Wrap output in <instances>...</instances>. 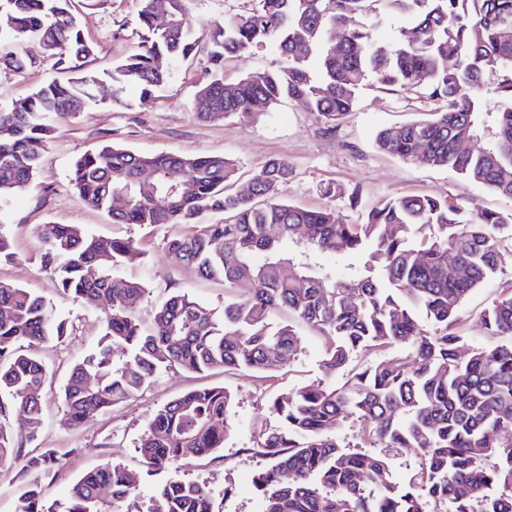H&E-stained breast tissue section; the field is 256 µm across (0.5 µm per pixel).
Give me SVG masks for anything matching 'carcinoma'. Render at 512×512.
<instances>
[{
	"instance_id": "carcinoma-1",
	"label": "carcinoma",
	"mask_w": 512,
	"mask_h": 512,
	"mask_svg": "<svg viewBox=\"0 0 512 512\" xmlns=\"http://www.w3.org/2000/svg\"><path fill=\"white\" fill-rule=\"evenodd\" d=\"M379 0H256L206 37L210 60L267 47L272 70L232 83L214 74L194 108L204 121L224 120L288 97L303 102L334 130L369 79L387 90L419 91L443 102L431 118L380 130L378 150L403 161L448 168L466 181L512 199V0H386L411 17L388 48L371 37ZM10 16L4 46L34 42L72 77L48 80L20 105L0 108V200L27 187L40 168L51 117L72 115L84 97L109 99L127 85L148 105L174 68L197 51L199 38L182 0H138L136 23L148 32L139 51L102 74L83 68L93 47L81 34L71 0H0ZM169 24L161 26L158 17ZM308 46L305 55L295 48ZM3 64L21 71L29 55L9 51ZM491 81L496 111L484 97ZM493 120V136L478 138ZM237 164L222 156H143L112 144L80 157L70 182L87 204L115 224H185L165 241L168 252L204 278H220L230 297L219 312L185 292L158 305L150 324L136 309L144 284L114 271L141 258L132 239L89 234L77 225L41 228V264L57 287L86 304L110 305L97 348L63 386L65 421L79 425L124 403L165 371L248 369L265 374L301 349L297 324L328 341L322 367L345 369L362 349L407 346L353 373L339 387L321 382L272 396L280 426L258 432L249 452L268 461L253 483L258 512H512V281L481 313L489 348L461 359L459 313L474 289L512 266V213L474 210L460 199L412 196L361 212L347 224L328 209L281 199L290 166L269 161L248 194L228 192ZM119 194L128 197L113 206ZM224 214L205 223L207 214ZM453 253L459 274L448 272ZM332 253L336 273L312 259ZM289 266L288 274L281 272ZM99 276H87L89 268ZM288 311L291 319L274 320ZM68 326L42 297L0 281V467L49 473L57 451L24 450L43 424L39 394L48 372L31 347L66 335ZM233 395L222 386L195 389L157 408L140 440L151 469L223 447ZM349 418L358 438L388 449L417 448L420 470L401 487L386 457L353 451L329 432ZM143 474L120 464L81 475L63 512H104L140 494ZM160 512H216L211 492L177 475L153 489ZM15 512H53L44 489L26 486Z\"/></svg>"
}]
</instances>
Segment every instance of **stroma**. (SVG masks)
Listing matches in <instances>:
<instances>
[{"mask_svg": "<svg viewBox=\"0 0 512 512\" xmlns=\"http://www.w3.org/2000/svg\"><path fill=\"white\" fill-rule=\"evenodd\" d=\"M188 16L199 24L227 21L249 8L252 0H183ZM75 13L85 39L94 52L84 61L87 70H110L118 61L138 50L135 24L137 0H74ZM35 62L23 72L0 66V107L19 104L41 83L60 78L53 58L31 48ZM212 65L206 52H199L177 67L149 107L138 104L134 88L119 91L117 99L103 103L83 102L76 118L59 120L47 143L41 168L25 189L0 203V232L8 236L15 261L0 262V280L15 283L42 296L56 315L66 321L62 339L36 345L35 351L49 369L41 392L45 424L32 445L56 449L60 463L54 473L21 475L19 468H0V512H14L21 479L40 482L47 504L61 507L73 484L88 469L112 464L141 469L138 444L153 411L182 394L201 387L223 386L234 395L231 427L217 457L191 459L178 469L163 467L146 477L144 488L152 490L171 472L208 485L217 512H257L252 485L256 470L266 464L250 454L259 430L272 428L277 419L267 408L268 397L319 381L341 385L344 374L326 375L322 359L326 340L302 329L298 356L280 371L263 375L242 370H213L202 374L171 371L111 410L95 414L70 426L64 421L61 387L70 369L97 346L102 335L107 303L89 306L60 293L39 256L41 225L76 224L88 233L135 240L142 259L126 264L119 277L144 283L147 291L137 311L150 321L154 308L170 294L188 292L216 309H223L227 291L222 281L201 277L195 267L168 253L167 237L185 233L181 224L146 227L116 224L102 211L84 202L69 181L73 163L105 144L126 147L140 154L175 153L220 155L234 160L238 172L232 191H246L252 177L273 158L288 160L293 175L282 189L285 201L308 209L335 210L346 223L355 224L359 213L348 197L359 192L363 207L389 200L425 195L439 199L464 198L481 209L512 212V200L488 188L463 181L454 172L404 162L380 153L374 144L386 127L426 118L436 111L437 101L414 91L385 90L368 83L354 111L335 131L329 132L317 113L300 101L286 99L272 111L237 114L219 122L198 118L194 97ZM337 189L324 196L326 185ZM492 281L475 289L464 302L461 316L466 323L462 356L476 347L493 343L481 323L480 313L499 293Z\"/></svg>", "mask_w": 512, "mask_h": 512, "instance_id": "stroma-1", "label": "stroma"}]
</instances>
